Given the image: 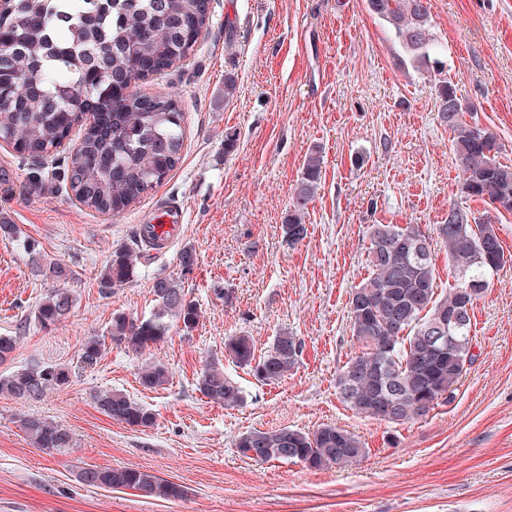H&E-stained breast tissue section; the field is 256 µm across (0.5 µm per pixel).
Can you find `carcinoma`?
Segmentation results:
<instances>
[{
	"mask_svg": "<svg viewBox=\"0 0 512 512\" xmlns=\"http://www.w3.org/2000/svg\"><path fill=\"white\" fill-rule=\"evenodd\" d=\"M82 20L59 11L60 0H4L0 6V40L14 43L0 64V134L10 139L15 152L40 158L67 140L82 125L69 176V189L83 206L103 214L120 213L136 204L177 166L183 146V115L178 96L171 93L129 96L113 87L134 72L151 68L160 73L190 55L209 23V0H124L125 16L115 24L99 0H73ZM406 55L425 67L440 65L434 58L430 33L429 0H367ZM91 89V124L80 123L69 111L70 100ZM459 101L448 81L436 87V108L452 133L451 148L462 173V192L498 212L512 213V166L498 160L501 146L489 130L463 120L467 108L448 111V101ZM322 179L321 156L311 151L304 161L292 207L283 224L286 242L293 245L307 234L305 209ZM440 246L456 284L448 295L437 293L433 239L418 224H373L367 254L369 278L349 297L350 329L362 344L336 375L340 398L355 413L393 424L424 416L454 391L473 362L471 313L481 295L463 298L469 282L489 281L512 255L506 256L494 224L481 218H448L436 227ZM423 235V258L392 249L395 240ZM35 275L53 283L35 305L32 317L43 329L65 320L74 306L67 285L71 268L42 255L37 245L23 241ZM141 254L121 247L98 275L99 287L117 288L132 282ZM157 309L148 318L112 315L111 343L142 353L162 342L172 318L191 334L200 309L186 297L182 280L157 276L152 283ZM459 309L464 317L449 327L452 343L444 350L431 348L439 320ZM17 337L0 335V364L12 360ZM105 340L92 336L82 346L81 361L93 366L101 360ZM302 341L288 332L273 339L263 356L255 357L252 338L245 333L225 338L224 353L236 366L248 369L260 381L274 383L295 366ZM168 368L160 361L145 362L139 373L147 389L164 385ZM71 374L60 364L36 362L0 375V395L31 403L69 385ZM196 390L207 399L234 407L243 391L224 374L219 359L208 361L196 378ZM96 405L108 417L130 427L149 429L155 414L122 392L102 391ZM31 445L49 452L74 447V434L38 415L20 419ZM235 447L254 461L300 462L321 469L346 465L363 458L367 448L352 432L334 425L313 431L253 429L241 434ZM84 485L129 489L148 498L178 499L181 486L152 473L130 467L84 468Z\"/></svg>",
	"mask_w": 512,
	"mask_h": 512,
	"instance_id": "carcinoma-1",
	"label": "carcinoma"
}]
</instances>
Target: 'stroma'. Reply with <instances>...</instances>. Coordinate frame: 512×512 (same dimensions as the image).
I'll list each match as a JSON object with an SVG mask.
<instances>
[{"label":"stroma","mask_w":512,"mask_h":512,"mask_svg":"<svg viewBox=\"0 0 512 512\" xmlns=\"http://www.w3.org/2000/svg\"><path fill=\"white\" fill-rule=\"evenodd\" d=\"M431 31L466 122L489 129L512 165V0H429ZM236 90L224 94V77ZM436 77L407 59L367 0H211L210 19L190 55L139 82L143 93L174 92L183 112L181 159L141 202L117 215L83 207L70 193L71 148L46 160L0 144V216L42 254L74 272L68 318L43 329L30 318L50 284L28 255L0 238V334L18 337L0 374L32 362L66 366L68 387L24 404L0 396V512H512V265L489 281L471 316L475 359L450 402L426 417L389 424L339 398L338 369L360 345L348 300L369 275L374 224L433 230L457 207L487 214L461 191L452 135L434 108ZM236 149L224 151L225 133ZM319 150L322 180L296 244L282 224L305 155ZM176 202L177 238L150 251L136 279L102 288L113 250L132 246L140 225ZM490 215V214H487ZM512 253V214L490 215ZM197 265L182 274L179 253ZM183 280L201 310L191 335L171 327L148 356L107 345L96 366L80 349L106 336L112 315L149 316L154 277ZM247 332L257 353L288 331L303 342L278 382L258 381L225 361L245 400L227 407L202 396L195 379L223 358L226 336ZM166 364L155 389L139 382L145 358ZM119 390L151 408L152 429L113 421L95 403ZM34 413L71 429L74 448L32 447L19 423ZM343 427L368 453L350 466L311 469L239 455L253 429ZM135 467L182 486L179 499L80 483L84 468Z\"/></svg>","instance_id":"obj_1"}]
</instances>
